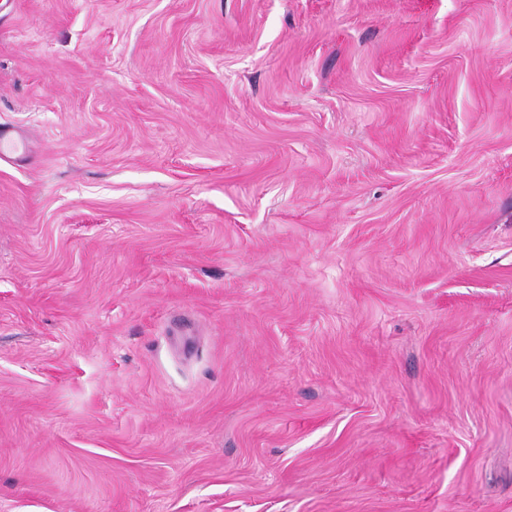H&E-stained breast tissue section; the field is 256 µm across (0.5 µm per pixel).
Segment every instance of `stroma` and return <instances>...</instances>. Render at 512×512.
<instances>
[{
	"label": "stroma",
	"mask_w": 512,
	"mask_h": 512,
	"mask_svg": "<svg viewBox=\"0 0 512 512\" xmlns=\"http://www.w3.org/2000/svg\"><path fill=\"white\" fill-rule=\"evenodd\" d=\"M0 512H512V0H0Z\"/></svg>",
	"instance_id": "1"
}]
</instances>
